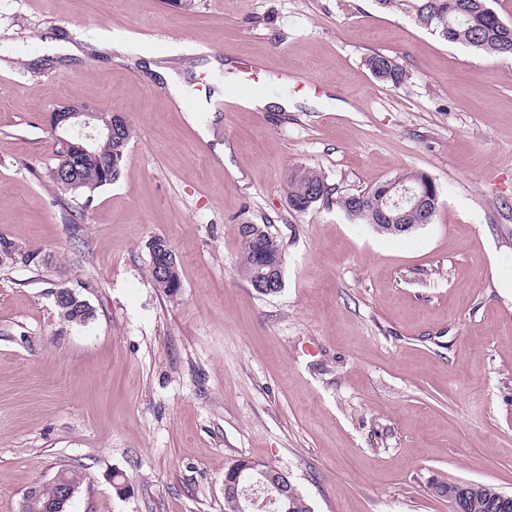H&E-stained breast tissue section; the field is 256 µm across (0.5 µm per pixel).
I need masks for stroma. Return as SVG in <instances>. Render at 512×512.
<instances>
[{
	"instance_id": "1",
	"label": "stroma",
	"mask_w": 512,
	"mask_h": 512,
	"mask_svg": "<svg viewBox=\"0 0 512 512\" xmlns=\"http://www.w3.org/2000/svg\"><path fill=\"white\" fill-rule=\"evenodd\" d=\"M248 71L288 110L228 109ZM73 98L134 134L69 224L46 116ZM296 167L342 194L421 172L439 208L398 236L298 213ZM244 222L282 248L277 294L241 271ZM0 237L37 256L0 266V512L65 466L66 512H224L241 457L313 512H451L438 481L512 494V57L375 0H0ZM157 237L174 296L149 274ZM62 284L86 325L59 318ZM366 64L377 79L394 87L405 78L404 68L392 57L374 54L367 58Z\"/></svg>"
}]
</instances>
